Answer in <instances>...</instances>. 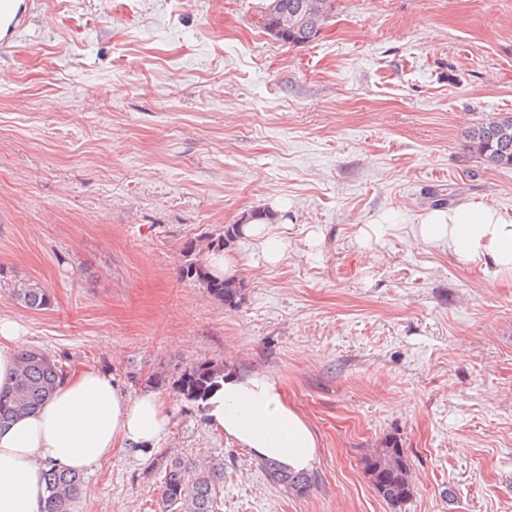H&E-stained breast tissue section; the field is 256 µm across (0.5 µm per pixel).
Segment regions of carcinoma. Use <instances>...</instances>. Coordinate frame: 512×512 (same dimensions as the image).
I'll return each mask as SVG.
<instances>
[{
  "label": "carcinoma",
  "mask_w": 512,
  "mask_h": 512,
  "mask_svg": "<svg viewBox=\"0 0 512 512\" xmlns=\"http://www.w3.org/2000/svg\"><path fill=\"white\" fill-rule=\"evenodd\" d=\"M336 10V0H266L259 23L270 36L290 45L316 42L327 20ZM471 151L484 164L494 168H512V112L487 116L467 131ZM239 235V225L224 227L215 239L189 241L184 248L180 276L201 285L213 298L228 308L243 299L236 280L211 275L208 257L224 250ZM12 298L22 306L41 311L51 305V295L41 284L17 279L9 284ZM18 373L14 384L0 390V426L38 408L56 386L67 377L65 367L46 352L25 349L17 355ZM224 380V366L198 360L181 370L173 381L177 393L197 409ZM163 477L159 507L161 512H219V492L224 489V462L214 461L199 469L195 461L179 455L161 460ZM363 471L378 495L399 510L411 497V470L404 450L398 443L376 448L362 458ZM269 480L296 497L307 496L315 486V476L308 472H288L273 462L263 463ZM46 512H69L70 505L84 488L83 476L50 468Z\"/></svg>",
  "instance_id": "cac0c4a2"
}]
</instances>
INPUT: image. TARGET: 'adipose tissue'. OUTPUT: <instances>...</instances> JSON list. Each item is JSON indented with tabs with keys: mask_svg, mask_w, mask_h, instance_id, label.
I'll return each mask as SVG.
<instances>
[{
	"mask_svg": "<svg viewBox=\"0 0 512 512\" xmlns=\"http://www.w3.org/2000/svg\"><path fill=\"white\" fill-rule=\"evenodd\" d=\"M419 234L424 242L447 244L462 260H482L512 276V217L491 205L465 201L433 210ZM204 415L258 459L293 471L315 459L313 432L265 375L225 377ZM168 427L166 405L153 392L128 396L97 369L66 378L34 413L0 427V512H44L47 468L89 471L115 449L156 447Z\"/></svg>",
	"mask_w": 512,
	"mask_h": 512,
	"instance_id": "ef3b65f1",
	"label": "adipose tissue"
}]
</instances>
